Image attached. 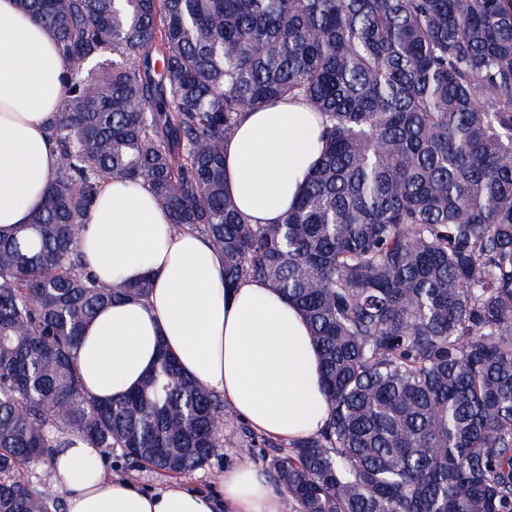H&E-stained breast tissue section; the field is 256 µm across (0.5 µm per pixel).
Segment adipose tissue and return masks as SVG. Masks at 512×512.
<instances>
[{
    "label": "adipose tissue",
    "instance_id": "ef3b65f1",
    "mask_svg": "<svg viewBox=\"0 0 512 512\" xmlns=\"http://www.w3.org/2000/svg\"><path fill=\"white\" fill-rule=\"evenodd\" d=\"M49 34L17 0H0V230L31 223L58 169L46 136L66 95ZM322 119L301 101L248 113L224 144L225 189L254 224L281 222L321 147ZM168 214L142 185L112 179L82 233L100 279L150 280L146 299L100 310L77 365L84 389L110 400L137 387L167 348L182 369L222 392L256 431L294 440L321 430L327 406L319 358L299 309L268 283L224 286L223 260L197 231L169 233ZM97 451L79 436L49 460L66 512H215L178 482L143 493L125 479H92ZM226 512H280V496L252 464L225 469Z\"/></svg>",
    "mask_w": 512,
    "mask_h": 512
}]
</instances>
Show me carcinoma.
<instances>
[{"label": "carcinoma", "mask_w": 512, "mask_h": 512, "mask_svg": "<svg viewBox=\"0 0 512 512\" xmlns=\"http://www.w3.org/2000/svg\"><path fill=\"white\" fill-rule=\"evenodd\" d=\"M54 39L60 155L32 223L0 232V512H63L21 470L70 435L173 476L224 447V397L160 348L132 394L86 393L104 307L80 244L104 183H140L209 239L224 287L265 281L318 351L328 416L250 432L298 512H512V0H20ZM322 118L296 207L252 224L224 186L248 112Z\"/></svg>", "instance_id": "cac0c4a2"}]
</instances>
